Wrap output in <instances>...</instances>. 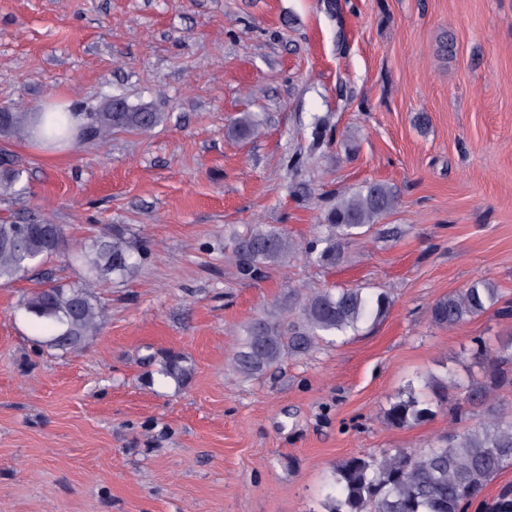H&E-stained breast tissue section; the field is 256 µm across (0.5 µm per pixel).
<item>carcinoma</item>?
<instances>
[{
  "instance_id": "1",
  "label": "carcinoma",
  "mask_w": 512,
  "mask_h": 512,
  "mask_svg": "<svg viewBox=\"0 0 512 512\" xmlns=\"http://www.w3.org/2000/svg\"><path fill=\"white\" fill-rule=\"evenodd\" d=\"M91 121L78 127L75 112H6L0 119V135L21 139L37 138L51 146L73 139L72 132L92 142L104 141L119 131L148 130L163 117L161 112L126 108L124 112H92ZM259 122L249 113L237 119L231 133L251 137ZM20 171L10 154H0V183L14 185ZM397 187L372 182L336 197L327 212L328 233L317 235L305 245L280 227L255 225L237 237L234 251L244 274L257 276L262 269L278 265L299 254L321 266L336 265L350 240L368 232L399 203ZM67 255L79 267L80 282L64 284L41 271L52 258ZM144 259L143 249L126 238L122 228L107 226L83 246L72 244L62 224L49 221L30 224L0 223V287L21 279L37 281L38 287L18 304L26 317L49 325L51 334L43 344L69 353L80 349L102 328L106 308L93 291L109 276L123 277ZM498 289L487 280L437 300L430 309L432 321L452 329L482 315L499 302ZM391 299L385 293H370L361 287L323 288L302 292L288 289L272 309L253 319L238 340L230 359L234 372L258 379L292 357L310 354L321 342L333 341L359 330L386 314ZM472 354L483 365L485 375L463 386L456 374L425 377L426 395L413 384L389 402L383 422L407 428L429 420L435 409L448 401V392L458 390L448 414L461 422L472 410L480 421L438 437L425 450L399 448L380 456H351L334 467L330 492L323 502L325 512H467L484 488L507 464H512V415L496 400L495 392L512 383L505 366L512 364V341L496 354L475 342ZM194 369L179 353L170 352L156 373L184 386ZM488 512H512V489L502 490Z\"/></svg>"
}]
</instances>
